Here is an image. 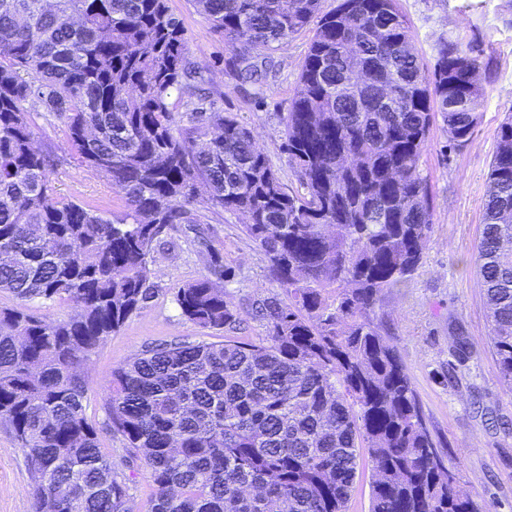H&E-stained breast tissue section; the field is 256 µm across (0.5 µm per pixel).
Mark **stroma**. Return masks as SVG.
<instances>
[{
	"instance_id": "35a3bbf8",
	"label": "stroma",
	"mask_w": 512,
	"mask_h": 512,
	"mask_svg": "<svg viewBox=\"0 0 512 512\" xmlns=\"http://www.w3.org/2000/svg\"><path fill=\"white\" fill-rule=\"evenodd\" d=\"M410 24L415 48L433 67L441 38L482 49V119L469 143L448 151L443 123L431 131L423 156L433 206L430 240L422 266L405 284L387 293L376 311L386 325L415 388L423 415L440 452L455 468L456 481L479 512H512V385L498 373L491 325L475 265L482 231L489 164L496 131L512 111V0H399ZM185 29L192 59L223 97L225 112L237 114L254 130L258 143L281 181H298L283 149L282 118L300 89L299 76L312 27H305L271 49L257 51L275 69L263 85L230 76L225 63L231 51L212 31L191 0H168ZM38 145L60 163L49 172L55 197L119 216L125 199L102 175L80 165L71 153L62 117L33 111ZM197 221L176 224L155 248L149 268L155 289L147 305L133 314L91 355L86 416L98 426L102 452L125 464L124 440L103 429L106 386L113 369L145 346L177 338L224 341L227 329L203 330L181 316L175 302L180 288L209 275L213 266L229 269L224 297L245 311L249 303L279 294L266 276V258L249 238L243 216L214 211L199 202ZM470 356H454L457 341ZM35 477L13 434L0 425V512H32Z\"/></svg>"
}]
</instances>
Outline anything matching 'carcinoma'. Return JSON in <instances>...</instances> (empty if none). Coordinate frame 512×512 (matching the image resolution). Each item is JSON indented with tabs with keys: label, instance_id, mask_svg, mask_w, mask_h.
Returning a JSON list of instances; mask_svg holds the SVG:
<instances>
[{
	"label": "carcinoma",
	"instance_id": "obj_1",
	"mask_svg": "<svg viewBox=\"0 0 512 512\" xmlns=\"http://www.w3.org/2000/svg\"><path fill=\"white\" fill-rule=\"evenodd\" d=\"M263 83L269 48L312 24L283 116L302 191L253 129L201 94L167 0H0V293L65 302L64 320L0 307V423L35 474L36 512H131L133 482L85 414L83 364L151 298L149 258L193 207L247 218L270 278L255 343L178 340L112 370L108 425L149 469V512H346L366 452L370 512H475L436 461L415 389L372 314L419 269L433 224L422 158L436 117L464 148L481 119V50L450 38L433 70L399 0H193ZM177 97L184 113L174 114ZM66 120L77 160L108 179L112 220L53 196L31 107ZM476 262L497 366L512 385V113L497 129ZM199 328L235 324L224 288L179 289Z\"/></svg>",
	"mask_w": 512,
	"mask_h": 512
}]
</instances>
